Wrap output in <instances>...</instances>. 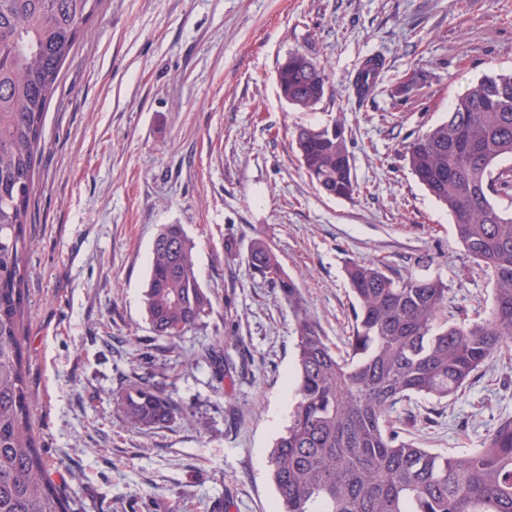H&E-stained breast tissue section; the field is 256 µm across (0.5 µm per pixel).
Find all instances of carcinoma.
<instances>
[{
	"label": "carcinoma",
	"instance_id": "1",
	"mask_svg": "<svg viewBox=\"0 0 512 512\" xmlns=\"http://www.w3.org/2000/svg\"><path fill=\"white\" fill-rule=\"evenodd\" d=\"M101 0H0V512H71L47 476L31 414L24 313L27 226L49 98ZM380 58L358 68L352 87L373 95ZM277 85L289 104L310 110L327 77L308 56L288 54ZM299 160L311 183L334 198L360 192L341 124L301 126ZM403 158L451 214L457 239L489 275L493 296L475 317L448 321V285L399 274L380 261H351L352 335L333 350L299 288L265 240L250 269L278 288L294 318L295 404L268 455L277 512H512V417L465 457L421 448L391 420L414 397L456 394L496 352L512 348V75L485 76L451 103L447 116L410 137ZM213 302L202 288L182 225L156 236L144 292L145 319L171 344L203 323ZM201 357L219 379L230 371L217 336ZM125 419L145 430L179 413L171 395L143 378L118 398Z\"/></svg>",
	"mask_w": 512,
	"mask_h": 512
}]
</instances>
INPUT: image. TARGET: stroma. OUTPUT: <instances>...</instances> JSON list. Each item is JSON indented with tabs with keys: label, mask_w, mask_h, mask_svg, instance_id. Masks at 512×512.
<instances>
[{
	"label": "stroma",
	"mask_w": 512,
	"mask_h": 512,
	"mask_svg": "<svg viewBox=\"0 0 512 512\" xmlns=\"http://www.w3.org/2000/svg\"><path fill=\"white\" fill-rule=\"evenodd\" d=\"M294 51L328 77L307 111L277 87ZM374 56L384 68L362 101L351 80ZM510 72L512 0H102L48 103L30 226L33 424L73 512H273L268 453L294 404L295 335L278 289L247 266L255 238L334 347L352 332L353 260L440 278L452 318L490 305V280L400 151L472 83ZM335 121L361 186L350 199L316 190L294 140ZM165 224L182 225L213 301L173 345L143 311ZM215 335L248 359L221 382L209 364H184ZM137 377L181 415L151 430L128 423L116 398ZM509 416L512 352L455 397L392 412L420 447L457 457Z\"/></svg>",
	"instance_id": "obj_1"
}]
</instances>
